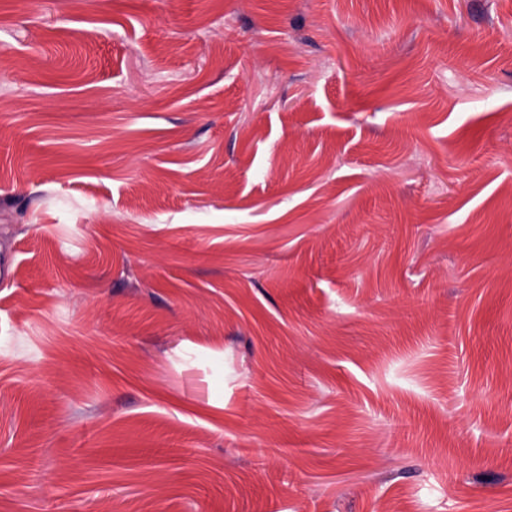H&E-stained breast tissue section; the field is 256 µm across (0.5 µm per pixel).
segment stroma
Returning <instances> with one entry per match:
<instances>
[{
  "instance_id": "stroma-1",
  "label": "stroma",
  "mask_w": 512,
  "mask_h": 512,
  "mask_svg": "<svg viewBox=\"0 0 512 512\" xmlns=\"http://www.w3.org/2000/svg\"><path fill=\"white\" fill-rule=\"evenodd\" d=\"M0 512H512V0H0Z\"/></svg>"
}]
</instances>
